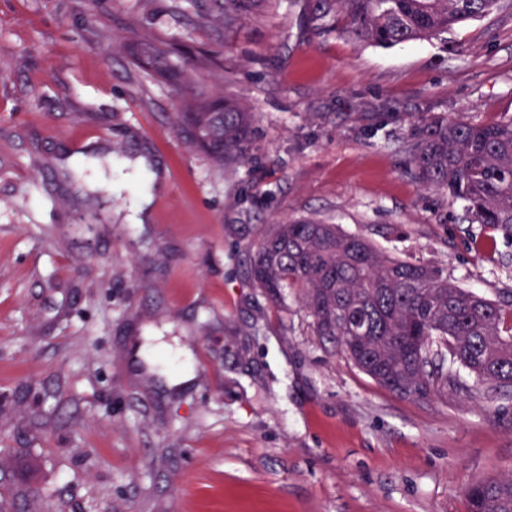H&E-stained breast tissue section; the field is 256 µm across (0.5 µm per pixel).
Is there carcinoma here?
<instances>
[{
    "label": "carcinoma",
    "mask_w": 512,
    "mask_h": 512,
    "mask_svg": "<svg viewBox=\"0 0 512 512\" xmlns=\"http://www.w3.org/2000/svg\"><path fill=\"white\" fill-rule=\"evenodd\" d=\"M218 2L216 20L228 24L257 0ZM501 8L502 0H315L310 21L388 47L445 42L454 27ZM134 60L190 93L180 128L192 146L219 167L245 157L252 113L192 90L185 69L159 44H139ZM403 151L423 188L464 201L470 223L512 235V118L471 124L433 116L412 129ZM249 273L275 300L288 286L303 289L316 336L400 397L444 393L456 384V366L476 385L512 389V303L481 297L437 268L310 218L273 225L254 249ZM464 495L468 512H512V476L475 480Z\"/></svg>",
    "instance_id": "obj_1"
}]
</instances>
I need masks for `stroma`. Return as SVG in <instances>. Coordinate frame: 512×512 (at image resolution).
I'll use <instances>...</instances> for the list:
<instances>
[{
    "label": "stroma",
    "mask_w": 512,
    "mask_h": 512,
    "mask_svg": "<svg viewBox=\"0 0 512 512\" xmlns=\"http://www.w3.org/2000/svg\"><path fill=\"white\" fill-rule=\"evenodd\" d=\"M314 0L234 29L214 0H0V502L8 512H467L512 474V396L381 387L315 335L298 288L247 267L311 217L512 299V236L423 190L421 119L512 118V10L447 44L321 34ZM172 45L254 114L216 167L178 88L133 63ZM492 239L477 250L473 238Z\"/></svg>",
    "instance_id": "35a3bbf8"
}]
</instances>
